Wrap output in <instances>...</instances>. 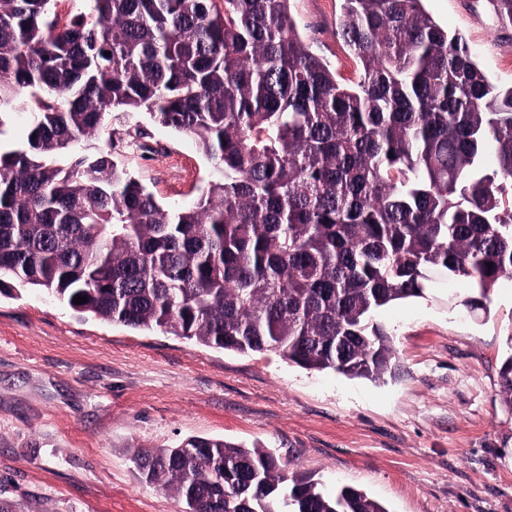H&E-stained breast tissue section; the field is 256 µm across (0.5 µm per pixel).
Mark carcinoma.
Wrapping results in <instances>:
<instances>
[{"instance_id":"1","label":"carcinoma","mask_w":512,"mask_h":512,"mask_svg":"<svg viewBox=\"0 0 512 512\" xmlns=\"http://www.w3.org/2000/svg\"><path fill=\"white\" fill-rule=\"evenodd\" d=\"M50 3L0 0V134L21 93L37 108L26 145L0 149V288L371 380L394 358L381 308L444 279L489 314L512 276V86L422 0H344L353 85L304 45L289 0H87L63 26ZM112 113L194 137L206 193L164 206L111 154H78ZM500 386L512 407V355ZM134 460L184 512H389L223 439Z\"/></svg>"}]
</instances>
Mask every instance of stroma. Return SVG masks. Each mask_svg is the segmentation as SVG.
<instances>
[{
  "label": "stroma",
  "instance_id": "obj_1",
  "mask_svg": "<svg viewBox=\"0 0 512 512\" xmlns=\"http://www.w3.org/2000/svg\"><path fill=\"white\" fill-rule=\"evenodd\" d=\"M490 81L512 85V23L493 0H423ZM297 31L337 80L358 64L336 36L342 0H291ZM81 150L115 160L165 205L212 177L195 141L146 117L105 120ZM464 282L380 309L394 374L372 381L79 317L47 294L0 291V512H182L131 461L140 446L220 438L287 472L361 489L388 512H512V279L489 313L454 306Z\"/></svg>",
  "mask_w": 512,
  "mask_h": 512
}]
</instances>
